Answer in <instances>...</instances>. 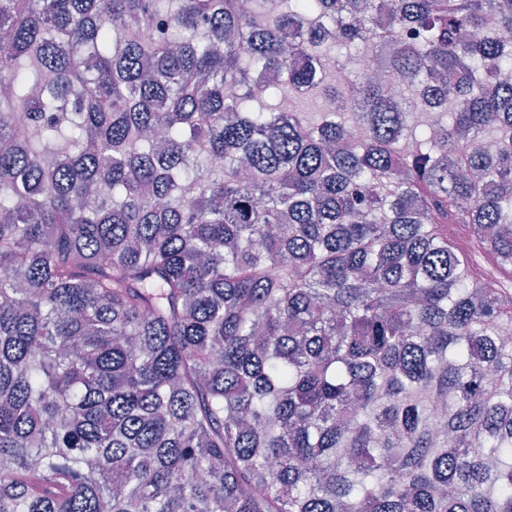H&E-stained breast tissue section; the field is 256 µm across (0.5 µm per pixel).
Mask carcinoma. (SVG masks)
<instances>
[{
  "label": "carcinoma",
  "mask_w": 512,
  "mask_h": 512,
  "mask_svg": "<svg viewBox=\"0 0 512 512\" xmlns=\"http://www.w3.org/2000/svg\"><path fill=\"white\" fill-rule=\"evenodd\" d=\"M506 30L0 0V512H512Z\"/></svg>",
  "instance_id": "1"
}]
</instances>
